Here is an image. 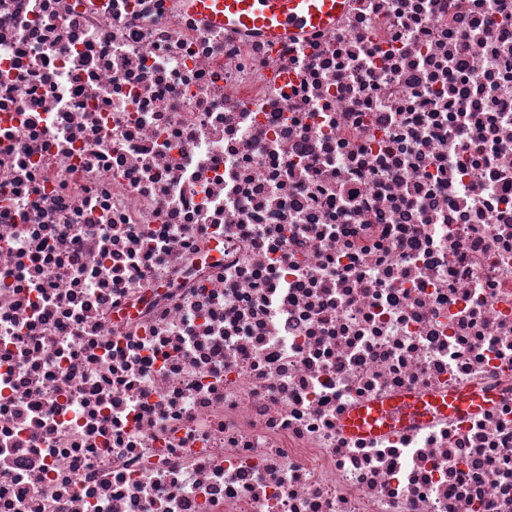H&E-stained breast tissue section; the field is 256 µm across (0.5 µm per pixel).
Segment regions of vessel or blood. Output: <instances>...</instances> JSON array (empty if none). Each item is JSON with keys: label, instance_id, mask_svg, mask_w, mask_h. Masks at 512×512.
<instances>
[{"label": "vessel or blood", "instance_id": "obj_1", "mask_svg": "<svg viewBox=\"0 0 512 512\" xmlns=\"http://www.w3.org/2000/svg\"><path fill=\"white\" fill-rule=\"evenodd\" d=\"M189 8L213 25L257 32L269 40L304 37L335 25L346 0H188ZM379 410H360L345 422L351 431L377 430Z\"/></svg>", "mask_w": 512, "mask_h": 512}]
</instances>
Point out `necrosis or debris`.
Segmentation results:
<instances>
[{
    "mask_svg": "<svg viewBox=\"0 0 512 512\" xmlns=\"http://www.w3.org/2000/svg\"><path fill=\"white\" fill-rule=\"evenodd\" d=\"M0 512H512V0H0ZM347 0H189L213 25L258 32L269 40L304 37L336 24ZM382 414L379 410L371 409L368 413L366 409L353 413L345 422V427L350 431H364V430H383L386 427L382 423L377 424L381 419Z\"/></svg>",
    "mask_w": 512,
    "mask_h": 512,
    "instance_id": "necrosis-or-debris-1",
    "label": "necrosis or debris"
}]
</instances>
